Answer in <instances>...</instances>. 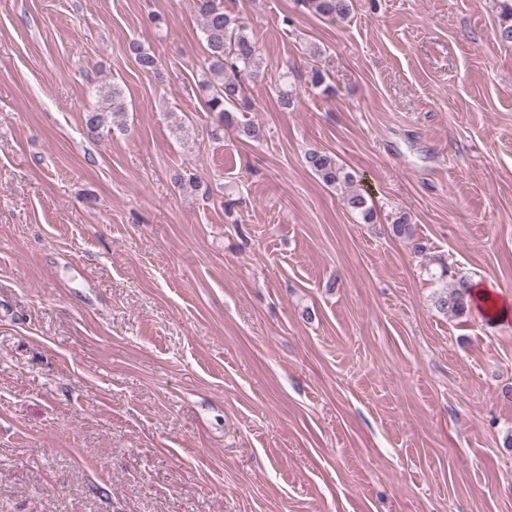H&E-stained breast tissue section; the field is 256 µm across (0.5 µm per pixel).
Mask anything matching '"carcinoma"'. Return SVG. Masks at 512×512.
<instances>
[{
	"label": "carcinoma",
	"mask_w": 512,
	"mask_h": 512,
	"mask_svg": "<svg viewBox=\"0 0 512 512\" xmlns=\"http://www.w3.org/2000/svg\"><path fill=\"white\" fill-rule=\"evenodd\" d=\"M314 11L336 20L346 19L353 10V0H305ZM201 17V31L205 40L204 63L212 78L204 81L208 91L205 106L216 116L213 135L224 126L236 128L239 135L253 141L263 138L260 126L238 118L237 113L251 108L246 96L249 83L265 73L264 57L259 46L246 33V25L240 18L224 8V0H196ZM130 52L141 70L155 72L159 60L155 54L133 42ZM102 106L84 113L87 136L94 138L105 127L123 129L127 112L124 93L117 84L101 85L97 89ZM305 162L311 171L327 186L341 187L353 183V175L346 171L336 159L326 153L312 150L305 154ZM346 207L361 216L364 222L373 220L374 209L364 194L350 191L344 197ZM474 299L470 280L461 275L453 279L446 291L436 297L438 309L451 316H462L470 312Z\"/></svg>",
	"instance_id": "obj_1"
}]
</instances>
